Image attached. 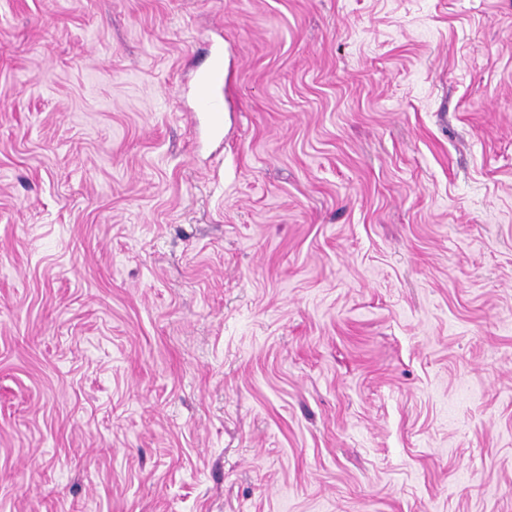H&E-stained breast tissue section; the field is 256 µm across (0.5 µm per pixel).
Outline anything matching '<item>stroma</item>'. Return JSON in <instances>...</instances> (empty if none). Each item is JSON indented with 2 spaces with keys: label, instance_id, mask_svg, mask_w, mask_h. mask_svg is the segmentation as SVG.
Returning a JSON list of instances; mask_svg holds the SVG:
<instances>
[{
  "label": "stroma",
  "instance_id": "35a3bbf8",
  "mask_svg": "<svg viewBox=\"0 0 512 512\" xmlns=\"http://www.w3.org/2000/svg\"><path fill=\"white\" fill-rule=\"evenodd\" d=\"M0 512H512V0H0ZM224 81V70L221 69L220 63L209 70L200 72L196 77L197 101L200 109L212 111V102L209 93L212 87Z\"/></svg>",
  "mask_w": 512,
  "mask_h": 512
}]
</instances>
